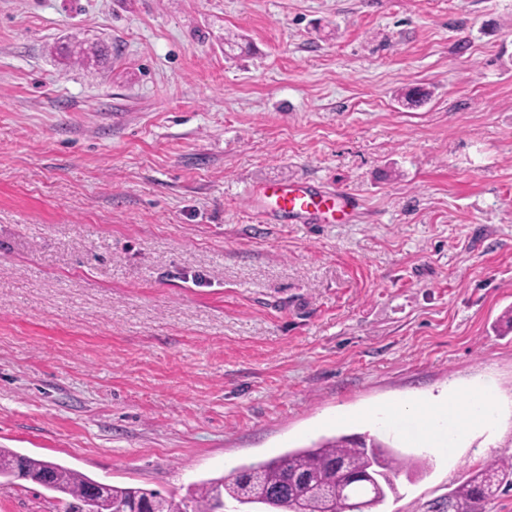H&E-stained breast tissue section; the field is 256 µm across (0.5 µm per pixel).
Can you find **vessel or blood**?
I'll use <instances>...</instances> for the list:
<instances>
[{
    "label": "vessel or blood",
    "mask_w": 512,
    "mask_h": 512,
    "mask_svg": "<svg viewBox=\"0 0 512 512\" xmlns=\"http://www.w3.org/2000/svg\"><path fill=\"white\" fill-rule=\"evenodd\" d=\"M250 196L261 221L282 224L346 222L357 207L350 193L325 191L303 182L262 183L251 188Z\"/></svg>",
    "instance_id": "obj_1"
}]
</instances>
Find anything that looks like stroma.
Masks as SVG:
<instances>
[{
	"label": "stroma",
	"instance_id": "1",
	"mask_svg": "<svg viewBox=\"0 0 512 512\" xmlns=\"http://www.w3.org/2000/svg\"><path fill=\"white\" fill-rule=\"evenodd\" d=\"M271 180L359 208L259 224ZM509 310L512 0H0V448L179 499L366 433L429 462L378 512H428L512 457ZM478 384L445 452L370 416Z\"/></svg>",
	"mask_w": 512,
	"mask_h": 512
}]
</instances>
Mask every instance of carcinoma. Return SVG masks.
<instances>
[{"label": "carcinoma", "instance_id": "cac0c4a2", "mask_svg": "<svg viewBox=\"0 0 512 512\" xmlns=\"http://www.w3.org/2000/svg\"><path fill=\"white\" fill-rule=\"evenodd\" d=\"M25 463L26 478L40 483L48 461L0 448V478L15 479L14 464ZM425 461L404 456L368 434L342 435L322 439L308 447L292 450L278 458L241 465L230 475L191 487L179 500L141 488L108 486L112 508L135 504L146 512H181L190 502L191 512H217L222 498L229 497L246 512H326L336 485L345 474L358 472L369 480L346 486L347 502L342 512H374L387 494L397 493L394 478L405 470L417 472ZM94 481L82 474L53 464L52 480L45 488L78 503L75 512H95L87 496ZM512 491V458L485 461L464 481L448 492L437 505L451 504L456 512H486L495 498Z\"/></svg>", "mask_w": 512, "mask_h": 512}]
</instances>
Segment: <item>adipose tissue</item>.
I'll list each match as a JSON object with an SVG mask.
<instances>
[{
  "mask_svg": "<svg viewBox=\"0 0 512 512\" xmlns=\"http://www.w3.org/2000/svg\"><path fill=\"white\" fill-rule=\"evenodd\" d=\"M497 413L489 389L479 386L470 397L437 402L407 400L375 408L372 416L418 447L450 448Z\"/></svg>",
  "mask_w": 512,
  "mask_h": 512,
  "instance_id": "1",
  "label": "adipose tissue"
}]
</instances>
